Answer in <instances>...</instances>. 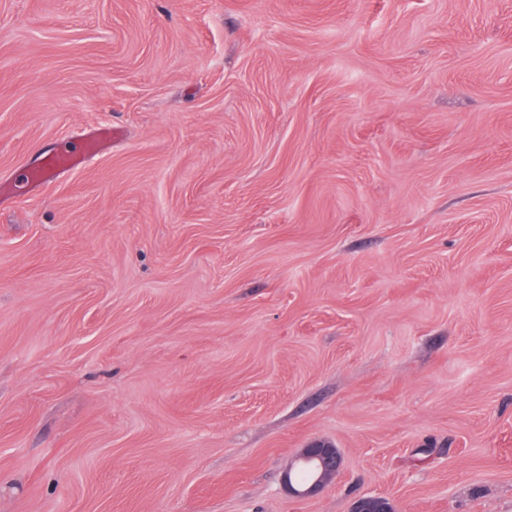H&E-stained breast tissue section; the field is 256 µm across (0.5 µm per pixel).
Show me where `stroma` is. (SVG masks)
Segmentation results:
<instances>
[{
	"label": "stroma",
	"mask_w": 512,
	"mask_h": 512,
	"mask_svg": "<svg viewBox=\"0 0 512 512\" xmlns=\"http://www.w3.org/2000/svg\"><path fill=\"white\" fill-rule=\"evenodd\" d=\"M1 182L0 512H512V0H0ZM78 160L75 152L63 151L45 155L41 163L28 172L29 182L45 180L49 176L72 168ZM298 471L293 473L290 468L285 473V483L296 496H309L332 480L340 466V458L336 448L325 442H315L304 448L297 457ZM306 470L310 473L308 479H300L297 472Z\"/></svg>",
	"instance_id": "obj_1"
}]
</instances>
